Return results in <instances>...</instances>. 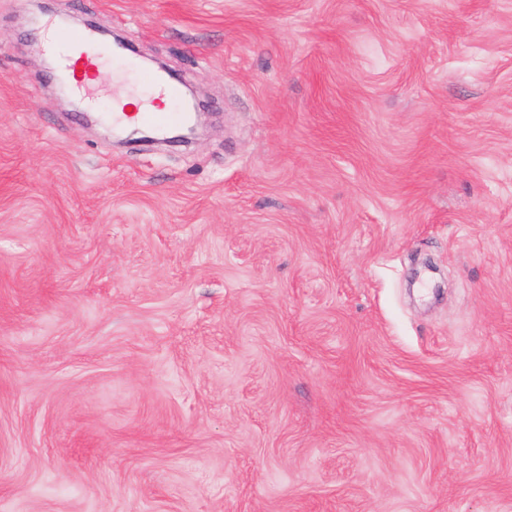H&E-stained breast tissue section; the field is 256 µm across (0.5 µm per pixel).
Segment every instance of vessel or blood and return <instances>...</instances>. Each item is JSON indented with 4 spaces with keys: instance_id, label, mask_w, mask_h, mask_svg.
Segmentation results:
<instances>
[{
    "instance_id": "obj_1",
    "label": "vessel or blood",
    "mask_w": 512,
    "mask_h": 512,
    "mask_svg": "<svg viewBox=\"0 0 512 512\" xmlns=\"http://www.w3.org/2000/svg\"><path fill=\"white\" fill-rule=\"evenodd\" d=\"M45 28L50 33L49 38L42 42L45 52L55 57L58 69L67 75L74 90L85 99L87 106H95L99 64V54L95 49L99 41L97 34L90 30L79 35L55 21L46 22ZM111 118L127 125L147 124L162 130L180 120L181 115L149 105L130 111L122 97L117 96L113 99Z\"/></svg>"
}]
</instances>
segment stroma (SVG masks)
<instances>
[{
  "instance_id": "stroma-1",
  "label": "stroma",
  "mask_w": 512,
  "mask_h": 512,
  "mask_svg": "<svg viewBox=\"0 0 512 512\" xmlns=\"http://www.w3.org/2000/svg\"><path fill=\"white\" fill-rule=\"evenodd\" d=\"M0 512H512V0H0ZM46 31H50V37L43 35L45 52L55 57L58 69L67 75L72 89L86 100L87 106H95L99 53L93 47L99 42L98 35L89 29L81 37L55 21L46 22ZM113 110L112 123L122 122L127 125H140L147 124L153 126L157 130H163L173 122L180 120L183 116L182 112H168L163 109H155L152 106L145 105L141 109L135 111H128L126 104L123 103V98L119 96H112Z\"/></svg>"
}]
</instances>
